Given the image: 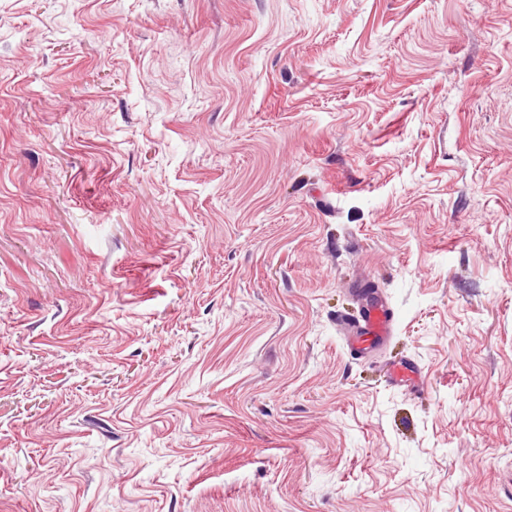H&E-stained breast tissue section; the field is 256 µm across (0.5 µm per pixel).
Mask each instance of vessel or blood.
<instances>
[{
  "label": "vessel or blood",
  "mask_w": 512,
  "mask_h": 512,
  "mask_svg": "<svg viewBox=\"0 0 512 512\" xmlns=\"http://www.w3.org/2000/svg\"><path fill=\"white\" fill-rule=\"evenodd\" d=\"M350 353L365 356L381 348L392 336L394 313L382 297L361 298L356 316L341 321Z\"/></svg>",
  "instance_id": "1"
}]
</instances>
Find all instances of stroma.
Segmentation results:
<instances>
[{
  "instance_id": "obj_1",
  "label": "stroma",
  "mask_w": 512,
  "mask_h": 512,
  "mask_svg": "<svg viewBox=\"0 0 512 512\" xmlns=\"http://www.w3.org/2000/svg\"><path fill=\"white\" fill-rule=\"evenodd\" d=\"M0 512H512V0H0ZM339 322L350 353L365 356L381 348L393 335L394 313L378 295L361 297L357 315Z\"/></svg>"
}]
</instances>
